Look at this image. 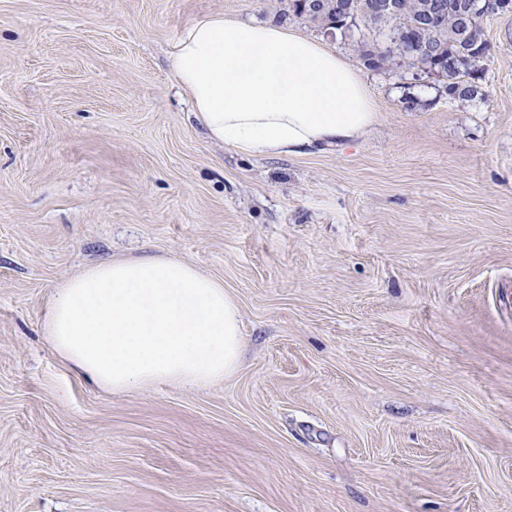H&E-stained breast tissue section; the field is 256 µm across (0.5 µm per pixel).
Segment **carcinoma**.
I'll use <instances>...</instances> for the list:
<instances>
[{
	"instance_id": "obj_1",
	"label": "carcinoma",
	"mask_w": 512,
	"mask_h": 512,
	"mask_svg": "<svg viewBox=\"0 0 512 512\" xmlns=\"http://www.w3.org/2000/svg\"><path fill=\"white\" fill-rule=\"evenodd\" d=\"M437 0H289L288 19L317 25L342 38L360 36L364 64L380 69L402 59L422 70L434 56L431 73L446 79L448 97L467 99L477 86L462 81L476 78L478 63L489 52L479 16L465 19L474 0H445L447 8L430 24L424 21Z\"/></svg>"
}]
</instances>
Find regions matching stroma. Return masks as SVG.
<instances>
[{"mask_svg":"<svg viewBox=\"0 0 512 512\" xmlns=\"http://www.w3.org/2000/svg\"><path fill=\"white\" fill-rule=\"evenodd\" d=\"M287 6L0 0V512H512V13L452 100ZM210 14L336 50L372 131L212 141L168 60ZM142 256L233 296L230 376L112 393L50 347L55 288Z\"/></svg>","mask_w":512,"mask_h":512,"instance_id":"1","label":"stroma"}]
</instances>
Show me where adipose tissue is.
<instances>
[{
  "label": "adipose tissue",
  "mask_w": 512,
  "mask_h": 512,
  "mask_svg": "<svg viewBox=\"0 0 512 512\" xmlns=\"http://www.w3.org/2000/svg\"><path fill=\"white\" fill-rule=\"evenodd\" d=\"M170 68L209 137L261 155L343 146L376 122L357 70L322 42L212 14L179 36ZM44 332L83 378L115 393L205 386L241 359L239 309L223 285L176 259L85 269L56 288Z\"/></svg>",
  "instance_id": "obj_1"
}]
</instances>
